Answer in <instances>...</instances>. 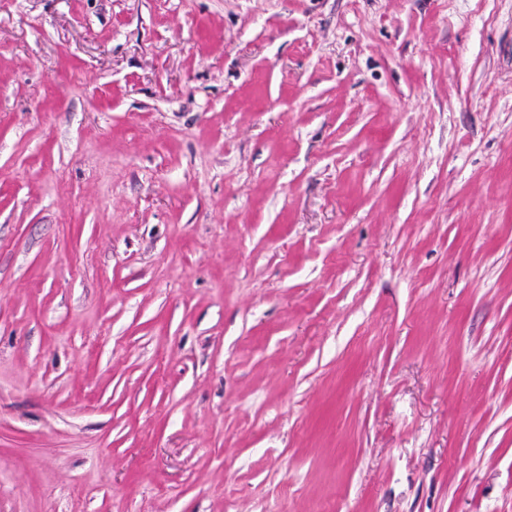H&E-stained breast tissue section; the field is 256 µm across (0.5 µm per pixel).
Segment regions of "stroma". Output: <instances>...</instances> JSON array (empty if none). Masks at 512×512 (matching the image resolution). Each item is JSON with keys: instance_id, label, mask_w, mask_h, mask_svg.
<instances>
[{"instance_id": "35a3bbf8", "label": "stroma", "mask_w": 512, "mask_h": 512, "mask_svg": "<svg viewBox=\"0 0 512 512\" xmlns=\"http://www.w3.org/2000/svg\"><path fill=\"white\" fill-rule=\"evenodd\" d=\"M0 512H512V0H0Z\"/></svg>"}]
</instances>
